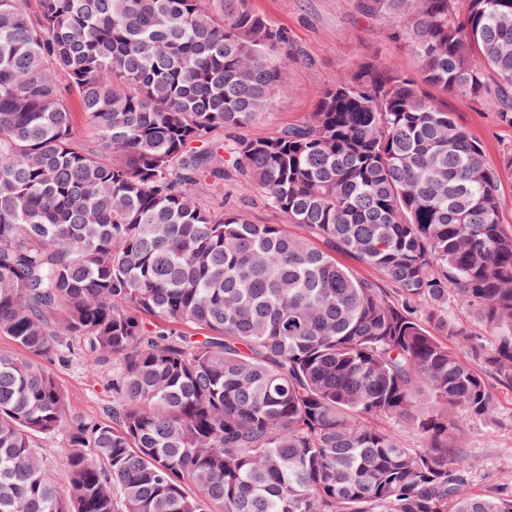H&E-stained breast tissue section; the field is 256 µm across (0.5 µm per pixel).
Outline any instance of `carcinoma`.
Returning a JSON list of instances; mask_svg holds the SVG:
<instances>
[{"instance_id": "1", "label": "carcinoma", "mask_w": 512, "mask_h": 512, "mask_svg": "<svg viewBox=\"0 0 512 512\" xmlns=\"http://www.w3.org/2000/svg\"><path fill=\"white\" fill-rule=\"evenodd\" d=\"M454 4L355 0L418 73L369 55L250 138L293 53L247 0H0V512H512L452 439L494 417L487 377L512 388V233L428 91L512 123V0ZM73 98L116 158L75 144ZM215 127L233 135L196 149ZM211 185L303 233L213 208ZM451 304L491 333L468 362ZM78 356L111 373V419L70 416L49 365ZM235 204L244 210L254 224H283L288 232L300 233L297 224H290L288 216L283 212L267 207L256 189H248L235 193Z\"/></svg>"}]
</instances>
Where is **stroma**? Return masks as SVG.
<instances>
[{
	"mask_svg": "<svg viewBox=\"0 0 512 512\" xmlns=\"http://www.w3.org/2000/svg\"><path fill=\"white\" fill-rule=\"evenodd\" d=\"M255 11L284 28L296 56L282 74L286 93L276 95L265 118L248 128L253 138L268 137L281 127L302 123L315 108L319 92L347 78L367 54L377 53L387 64L415 71L409 51L392 41L388 25L361 16L352 0H249ZM431 96L448 109L481 144L488 163L498 169L504 205L500 221L512 231V124L501 120L481 102L434 88ZM52 373L67 396L76 418L107 417L112 388L107 370L87 372L81 360L59 363ZM496 417L474 420L457 432V447L471 464L472 491L486 493L512 479V389L495 386Z\"/></svg>",
	"mask_w": 512,
	"mask_h": 512,
	"instance_id": "1",
	"label": "stroma"
}]
</instances>
